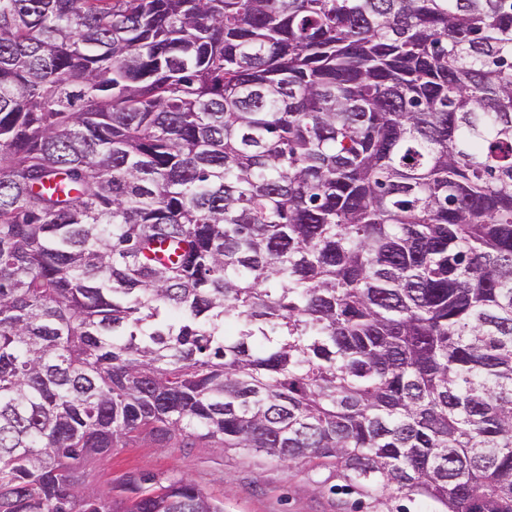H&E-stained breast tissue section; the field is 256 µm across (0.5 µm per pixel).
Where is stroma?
Segmentation results:
<instances>
[{
  "instance_id": "35a3bbf8",
  "label": "stroma",
  "mask_w": 512,
  "mask_h": 512,
  "mask_svg": "<svg viewBox=\"0 0 512 512\" xmlns=\"http://www.w3.org/2000/svg\"><path fill=\"white\" fill-rule=\"evenodd\" d=\"M177 474L222 499L224 512H375L373 500L336 494L335 472L304 465L287 468L262 456L225 452L194 443L188 448H160L144 441L83 462L82 481L102 486L138 471Z\"/></svg>"
}]
</instances>
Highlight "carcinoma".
Masks as SVG:
<instances>
[{"label": "carcinoma", "instance_id": "obj_1", "mask_svg": "<svg viewBox=\"0 0 512 512\" xmlns=\"http://www.w3.org/2000/svg\"><path fill=\"white\" fill-rule=\"evenodd\" d=\"M145 438L512 512V0H0V512Z\"/></svg>", "mask_w": 512, "mask_h": 512}]
</instances>
